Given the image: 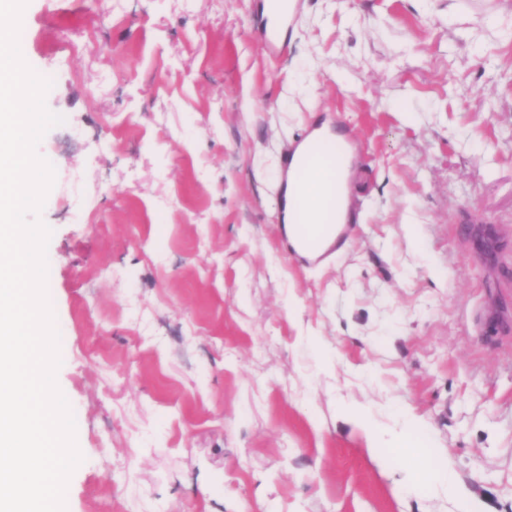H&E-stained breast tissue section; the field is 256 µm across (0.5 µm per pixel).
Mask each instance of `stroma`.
Here are the masks:
<instances>
[{
  "mask_svg": "<svg viewBox=\"0 0 512 512\" xmlns=\"http://www.w3.org/2000/svg\"><path fill=\"white\" fill-rule=\"evenodd\" d=\"M64 118L47 291L84 457L66 512H512V0H29ZM316 117L362 140L325 264L277 222ZM332 350L323 367L310 339ZM422 419L369 451L344 410ZM426 453L457 495L411 475ZM293 1V9H288V0L283 4L288 9V13L285 11H277L275 19L270 23L268 15L265 13V4H263V16L265 19L264 28L262 31V39L264 44L275 53L281 52L288 47V41L286 38V30L288 29V21L295 8V1Z\"/></svg>",
  "mask_w": 512,
  "mask_h": 512,
  "instance_id": "35a3bbf8",
  "label": "stroma"
}]
</instances>
